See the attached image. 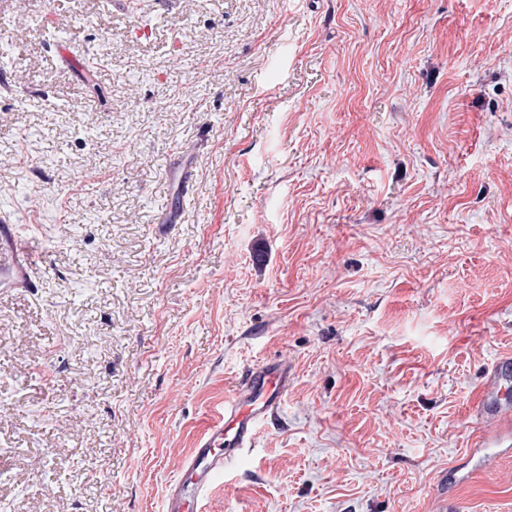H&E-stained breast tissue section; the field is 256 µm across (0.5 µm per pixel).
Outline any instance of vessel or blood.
I'll list each match as a JSON object with an SVG mask.
<instances>
[{
  "instance_id": "1",
  "label": "vessel or blood",
  "mask_w": 512,
  "mask_h": 512,
  "mask_svg": "<svg viewBox=\"0 0 512 512\" xmlns=\"http://www.w3.org/2000/svg\"><path fill=\"white\" fill-rule=\"evenodd\" d=\"M37 261L30 241L24 240L9 217L0 218V283L30 285ZM290 384L284 363L248 367L224 396V413L199 437L185 468L167 491L164 512H194L217 476L246 449L280 410ZM482 448L512 447V354L499 356L487 367L476 393Z\"/></svg>"
}]
</instances>
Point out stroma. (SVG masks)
<instances>
[{
	"label": "stroma",
	"mask_w": 512,
	"mask_h": 512,
	"mask_svg": "<svg viewBox=\"0 0 512 512\" xmlns=\"http://www.w3.org/2000/svg\"><path fill=\"white\" fill-rule=\"evenodd\" d=\"M0 53V512H162L265 359L196 512H512V454L448 484L512 352V0H0ZM0 281L7 287L27 288L37 257L7 216L0 217ZM290 384L286 363L248 367L224 396V414L199 437L182 474L169 485L164 512H193L225 467L255 445L278 412Z\"/></svg>",
	"instance_id": "stroma-1"
}]
</instances>
